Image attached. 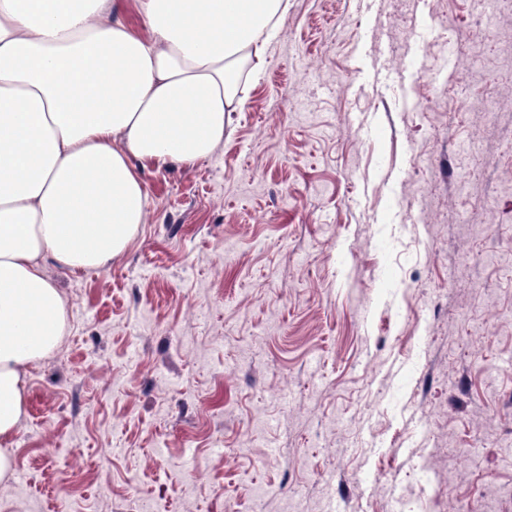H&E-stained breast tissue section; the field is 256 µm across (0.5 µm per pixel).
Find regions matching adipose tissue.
Wrapping results in <instances>:
<instances>
[{
    "label": "adipose tissue",
    "instance_id": "obj_1",
    "mask_svg": "<svg viewBox=\"0 0 512 512\" xmlns=\"http://www.w3.org/2000/svg\"><path fill=\"white\" fill-rule=\"evenodd\" d=\"M283 0H0V481L30 369L66 301L46 270L100 271L150 214L147 170L208 158Z\"/></svg>",
    "mask_w": 512,
    "mask_h": 512
}]
</instances>
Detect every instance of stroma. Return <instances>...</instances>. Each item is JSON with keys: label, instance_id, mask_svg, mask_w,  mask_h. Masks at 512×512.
I'll return each mask as SVG.
<instances>
[{"label": "stroma", "instance_id": "obj_1", "mask_svg": "<svg viewBox=\"0 0 512 512\" xmlns=\"http://www.w3.org/2000/svg\"><path fill=\"white\" fill-rule=\"evenodd\" d=\"M510 44L512 0H288L124 256L48 267L0 512H512Z\"/></svg>", "mask_w": 512, "mask_h": 512}]
</instances>
